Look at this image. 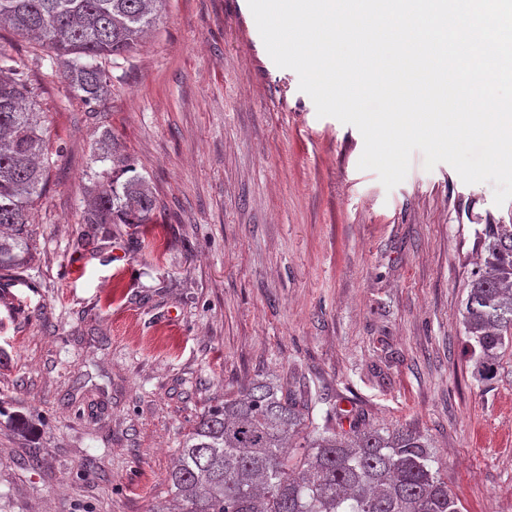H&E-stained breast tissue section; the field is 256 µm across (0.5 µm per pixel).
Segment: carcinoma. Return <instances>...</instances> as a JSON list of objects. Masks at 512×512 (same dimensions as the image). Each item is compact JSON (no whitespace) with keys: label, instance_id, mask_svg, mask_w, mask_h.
I'll return each instance as SVG.
<instances>
[{"label":"carcinoma","instance_id":"cac0c4a2","mask_svg":"<svg viewBox=\"0 0 512 512\" xmlns=\"http://www.w3.org/2000/svg\"><path fill=\"white\" fill-rule=\"evenodd\" d=\"M168 0H0V24L40 39L71 90L101 105L109 76L98 61L136 50ZM24 72L0 59V272L30 257L28 210L50 167ZM112 170L83 212L85 224H152L158 209L128 159L102 133ZM463 327L473 377L489 383L512 348V224H489L469 283ZM320 396L255 379L204 412L185 435L167 478L168 506L156 512H463L433 445L407 427L365 424L349 431Z\"/></svg>","mask_w":512,"mask_h":512}]
</instances>
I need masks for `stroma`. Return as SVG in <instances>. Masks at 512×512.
Returning a JSON list of instances; mask_svg holds the SVG:
<instances>
[{"label": "stroma", "instance_id": "1", "mask_svg": "<svg viewBox=\"0 0 512 512\" xmlns=\"http://www.w3.org/2000/svg\"><path fill=\"white\" fill-rule=\"evenodd\" d=\"M0 54L52 161L33 256L0 274V512H153L184 433L254 379L420 431L466 512H512V351L477 382L462 325L512 200L418 151L390 190L359 170L361 133L269 60L247 0H169L96 113L34 41L1 26ZM107 127L156 223L83 224Z\"/></svg>", "mask_w": 512, "mask_h": 512}]
</instances>
